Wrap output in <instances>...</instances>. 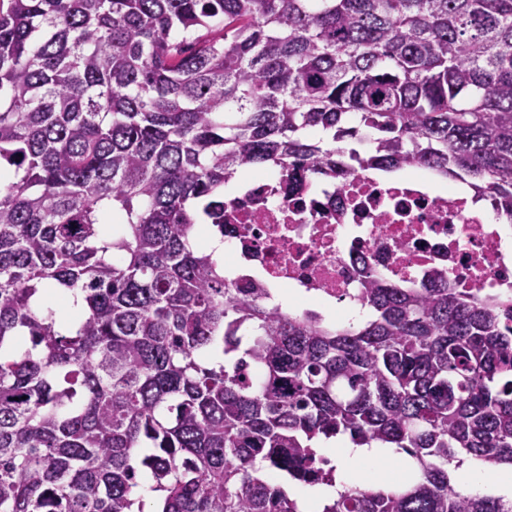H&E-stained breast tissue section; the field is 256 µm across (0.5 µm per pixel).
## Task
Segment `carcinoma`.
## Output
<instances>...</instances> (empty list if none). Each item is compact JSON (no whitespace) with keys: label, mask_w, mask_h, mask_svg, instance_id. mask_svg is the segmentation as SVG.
I'll list each match as a JSON object with an SVG mask.
<instances>
[{"label":"carcinoma","mask_w":512,"mask_h":512,"mask_svg":"<svg viewBox=\"0 0 512 512\" xmlns=\"http://www.w3.org/2000/svg\"><path fill=\"white\" fill-rule=\"evenodd\" d=\"M346 149L512 215V0H0V512H299L256 461L331 485L338 436L413 470L313 512H512L448 471L512 465L511 295L369 279L331 324L191 244L235 177Z\"/></svg>","instance_id":"1"}]
</instances>
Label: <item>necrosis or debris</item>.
<instances>
[{
	"label": "necrosis or debris",
	"mask_w": 512,
	"mask_h": 512,
	"mask_svg": "<svg viewBox=\"0 0 512 512\" xmlns=\"http://www.w3.org/2000/svg\"><path fill=\"white\" fill-rule=\"evenodd\" d=\"M512 216L484 219L468 190L426 166L310 178L289 192L280 169L224 199V252L232 288L292 289L311 306L361 301L367 276L429 288L442 277L485 294L512 293Z\"/></svg>",
	"instance_id": "4bbe7bcc"
}]
</instances>
